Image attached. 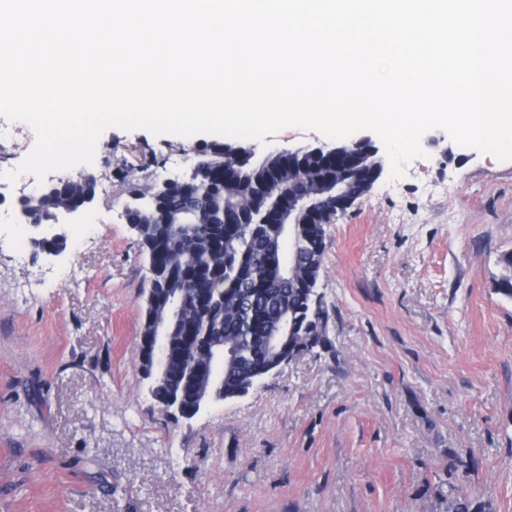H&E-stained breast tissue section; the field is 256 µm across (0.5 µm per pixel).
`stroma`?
I'll return each instance as SVG.
<instances>
[{"label": "stroma", "mask_w": 512, "mask_h": 512, "mask_svg": "<svg viewBox=\"0 0 512 512\" xmlns=\"http://www.w3.org/2000/svg\"><path fill=\"white\" fill-rule=\"evenodd\" d=\"M0 170L36 136L0 115ZM211 137L107 129L79 222L15 261L0 243V512H512V159L442 129L328 225L331 347L193 417L140 371L147 263L130 184L189 171Z\"/></svg>", "instance_id": "obj_1"}]
</instances>
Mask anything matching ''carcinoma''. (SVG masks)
I'll return each instance as SVG.
<instances>
[{
    "mask_svg": "<svg viewBox=\"0 0 512 512\" xmlns=\"http://www.w3.org/2000/svg\"><path fill=\"white\" fill-rule=\"evenodd\" d=\"M199 155L202 167L194 186L133 197L125 211L147 255L149 287L176 288L186 296V332L176 336L174 355L165 361V381L154 394L162 405L177 398L186 409L194 407L193 393L209 392L214 372L226 394L260 374L273 355L265 337L285 320L293 326L288 357L329 344L326 307L308 302L323 267L325 225L307 213L298 216L296 267L285 277L283 225L255 220L290 194L318 192L336 179V166L309 150L267 155L254 163L253 149L241 143H213ZM356 164L377 170L381 159L360 147ZM91 193L82 177L69 176L51 193L30 197L25 207L50 221L83 205ZM184 212L194 215L193 223H173ZM162 312V306L144 300L142 337L153 334ZM214 343L231 348L234 360L213 365Z\"/></svg>",
    "mask_w": 512,
    "mask_h": 512,
    "instance_id": "1",
    "label": "carcinoma"
}]
</instances>
